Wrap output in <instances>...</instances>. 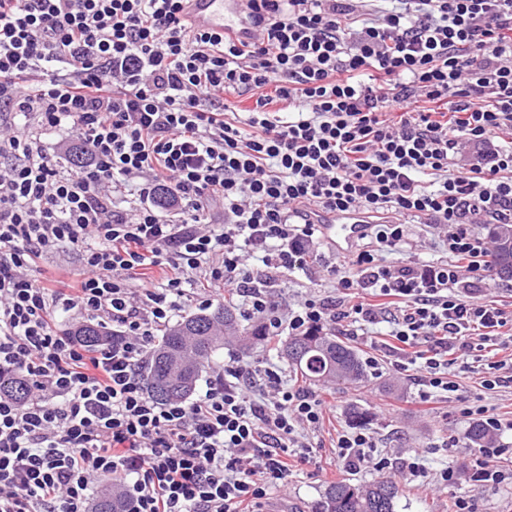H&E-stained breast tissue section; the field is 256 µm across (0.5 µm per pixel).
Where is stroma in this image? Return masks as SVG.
<instances>
[{"mask_svg":"<svg viewBox=\"0 0 512 512\" xmlns=\"http://www.w3.org/2000/svg\"><path fill=\"white\" fill-rule=\"evenodd\" d=\"M331 283L328 278L304 273H282L277 277L272 292L281 303L294 305L311 292L328 294ZM387 324L370 326L369 334L381 344L380 350L370 349L360 340H352V347L361 358H376L378 368L370 372L369 383L363 388L318 386L314 392L330 401L333 415L326 420L316 440L323 450L311 462L299 466L281 481L275 495L268 500L274 512H317L322 493L328 483L349 478L352 483L371 481L376 472L364 468L348 472L334 460L330 445L338 430L348 429L350 408H358L370 416L366 426L379 450L391 458L393 465L387 469L400 487L401 497L397 512H453L454 502L459 498L471 499L475 512H512V480L483 489L476 488L470 479V470L481 456L478 445L466 438L468 419L459 415L461 408L482 403L492 408L501 417L512 418V384L488 391L480 385V373L485 363L501 359V351L485 345L478 362L466 372L450 367L460 384L459 398L448 401L441 396L422 401L416 380L408 378L394 365V358L385 346ZM422 452L428 475L439 473L446 465H453L457 478L448 487L425 483L423 479H412L401 472L402 458L412 451Z\"/></svg>","mask_w":512,"mask_h":512,"instance_id":"1","label":"stroma"}]
</instances>
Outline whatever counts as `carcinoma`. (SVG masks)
<instances>
[{"label": "carcinoma", "instance_id": "carcinoma-1", "mask_svg": "<svg viewBox=\"0 0 512 512\" xmlns=\"http://www.w3.org/2000/svg\"><path fill=\"white\" fill-rule=\"evenodd\" d=\"M503 220V224L487 225L494 243L492 269L512 278V224L506 223V216ZM71 334L93 347L101 342L112 343V334L97 324L83 325ZM227 334L237 336L239 328L236 315L226 305L165 328L145 368L147 392L160 402L188 398L199 373L224 348ZM282 355L301 378L313 384H345L368 379L357 353L336 336L322 331L290 337ZM0 390L22 398L27 393V384L13 376H0ZM400 495L399 486L388 477L364 485L339 479L326 486L319 512H396ZM91 512H130V508L125 498L106 486L93 496Z\"/></svg>", "mask_w": 512, "mask_h": 512}]
</instances>
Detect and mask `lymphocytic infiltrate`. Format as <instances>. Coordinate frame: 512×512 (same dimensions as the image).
<instances>
[{"label":"lymphocytic infiltrate","instance_id":"lymphocytic-infiltrate-1","mask_svg":"<svg viewBox=\"0 0 512 512\" xmlns=\"http://www.w3.org/2000/svg\"><path fill=\"white\" fill-rule=\"evenodd\" d=\"M187 4L0 0V374L29 382L0 394V512H89L104 480L130 512H255L316 457L329 407L269 363L230 349L196 400L148 394L145 357L186 302L234 293L268 337L388 323L431 395L458 391L471 332L512 321L472 294L489 251L473 225L512 216V0H247L233 36ZM231 94L253 95L245 119ZM57 131L79 166L48 152ZM323 213L363 215L368 241L335 295L280 306L269 286L312 267ZM410 217L446 260L385 262ZM58 251L77 287L39 277ZM70 312L111 347L59 330ZM334 455L390 466L363 429ZM111 333L97 324H86L71 331L72 336H76L79 342L85 345H91L90 347L102 345L99 344V342H103L104 344H111Z\"/></svg>","mask_w":512,"mask_h":512}]
</instances>
